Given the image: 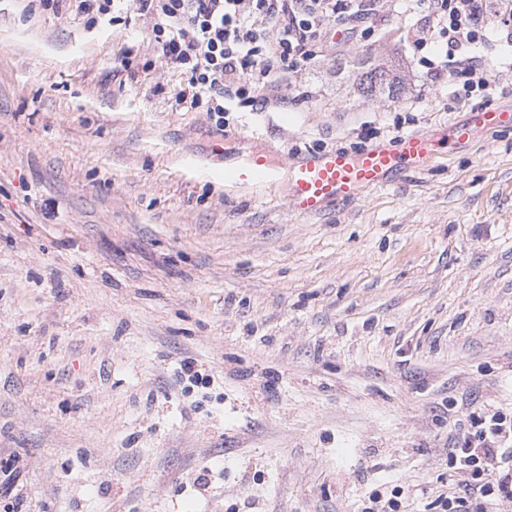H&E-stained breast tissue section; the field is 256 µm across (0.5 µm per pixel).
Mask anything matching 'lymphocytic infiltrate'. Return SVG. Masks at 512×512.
I'll return each mask as SVG.
<instances>
[{"instance_id":"lymphocytic-infiltrate-1","label":"lymphocytic infiltrate","mask_w":512,"mask_h":512,"mask_svg":"<svg viewBox=\"0 0 512 512\" xmlns=\"http://www.w3.org/2000/svg\"><path fill=\"white\" fill-rule=\"evenodd\" d=\"M56 16L77 14L89 23L119 27L128 13L149 19L155 61L175 78L174 100L185 110L211 113L224 128L235 103L284 105L281 76L314 57L330 24L358 28L378 11L425 5L426 22L415 29L419 46L429 36L446 41L444 54L424 66L433 76L461 82L465 95L487 90L486 64L470 49L493 35L512 43V0H38ZM495 22L482 26L485 14ZM155 61L134 67L123 56L120 72L138 79ZM448 458L460 489L439 496L442 512H488L490 498L512 499V420L498 416L454 442Z\"/></svg>"}]
</instances>
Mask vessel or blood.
<instances>
[{"mask_svg": "<svg viewBox=\"0 0 512 512\" xmlns=\"http://www.w3.org/2000/svg\"><path fill=\"white\" fill-rule=\"evenodd\" d=\"M512 129V108L481 106L473 108L468 122L453 124L448 139L463 145L476 130ZM437 150V142L426 132L401 137L391 147L374 146L353 154L346 151L312 152L294 160L288 167V208L297 215L321 213L332 202L357 198L362 191L388 186L394 175L422 167ZM275 173L265 158L253 152L224 170L228 186L270 182Z\"/></svg>", "mask_w": 512, "mask_h": 512, "instance_id": "b4317fda", "label": "vessel or blood"}]
</instances>
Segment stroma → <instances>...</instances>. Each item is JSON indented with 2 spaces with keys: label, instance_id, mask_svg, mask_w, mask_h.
<instances>
[{
  "label": "stroma",
  "instance_id": "35a3bbf8",
  "mask_svg": "<svg viewBox=\"0 0 512 512\" xmlns=\"http://www.w3.org/2000/svg\"><path fill=\"white\" fill-rule=\"evenodd\" d=\"M379 11L287 73L286 108L217 129L176 109L149 23L121 36L0 0V462L18 512H362L399 489L439 512L448 450L512 418V130L448 144L512 106L505 46L487 90H437ZM384 64L399 96L356 88ZM442 148L385 188L302 217L291 160L414 133ZM250 147L274 182L230 189ZM207 472L208 486L195 479ZM468 122L453 124L448 130V140L454 145L470 141L477 129L503 131L512 129V108L481 106L473 108Z\"/></svg>",
  "mask_w": 512,
  "mask_h": 512
}]
</instances>
